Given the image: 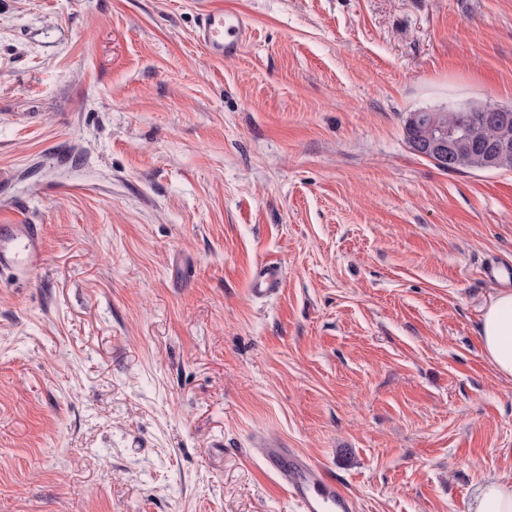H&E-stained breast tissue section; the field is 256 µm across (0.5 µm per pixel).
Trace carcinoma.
<instances>
[{
	"label": "carcinoma",
	"mask_w": 512,
	"mask_h": 512,
	"mask_svg": "<svg viewBox=\"0 0 512 512\" xmlns=\"http://www.w3.org/2000/svg\"><path fill=\"white\" fill-rule=\"evenodd\" d=\"M479 104L448 107L440 112H420L422 120H406L405 139L417 154L425 153L424 141L433 132L457 143L454 171L512 168V112L494 119L477 111Z\"/></svg>",
	"instance_id": "carcinoma-1"
}]
</instances>
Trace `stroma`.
Masks as SVG:
<instances>
[{"label": "stroma", "instance_id": "1", "mask_svg": "<svg viewBox=\"0 0 512 512\" xmlns=\"http://www.w3.org/2000/svg\"><path fill=\"white\" fill-rule=\"evenodd\" d=\"M200 2L0 0V213L45 243L0 282V512H297L259 435L357 512H468L512 471V168L404 126L512 107V0H231L221 61ZM248 34V23L240 13L211 7L198 14L196 39L211 59L223 60L237 55ZM279 267H277V261L269 260L257 271L254 280L252 290L256 294H270L274 290V286L277 282ZM484 359L505 379H512V290H495L485 304L480 323Z\"/></svg>", "mask_w": 512, "mask_h": 512}]
</instances>
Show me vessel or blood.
<instances>
[{
    "mask_svg": "<svg viewBox=\"0 0 512 512\" xmlns=\"http://www.w3.org/2000/svg\"><path fill=\"white\" fill-rule=\"evenodd\" d=\"M248 34L245 17L235 11L212 7L198 15L196 39L210 58L221 60L237 55ZM42 251L40 225L0 223V274L27 275L38 265ZM278 272L276 261L266 262L254 277V292L272 293ZM259 451L264 474L296 502L300 512H356L354 498L336 476L297 449L265 438Z\"/></svg>",
    "mask_w": 512,
    "mask_h": 512,
    "instance_id": "vessel-or-blood-1",
    "label": "vessel or blood"
}]
</instances>
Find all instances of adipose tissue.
Returning a JSON list of instances; mask_svg holds the SVG:
<instances>
[{
	"mask_svg": "<svg viewBox=\"0 0 512 512\" xmlns=\"http://www.w3.org/2000/svg\"><path fill=\"white\" fill-rule=\"evenodd\" d=\"M480 339L484 359L498 375L512 379V290L491 294L482 311ZM469 512H512V473L486 480Z\"/></svg>",
	"mask_w": 512,
	"mask_h": 512,
	"instance_id": "adipose-tissue-1",
	"label": "adipose tissue"
}]
</instances>
